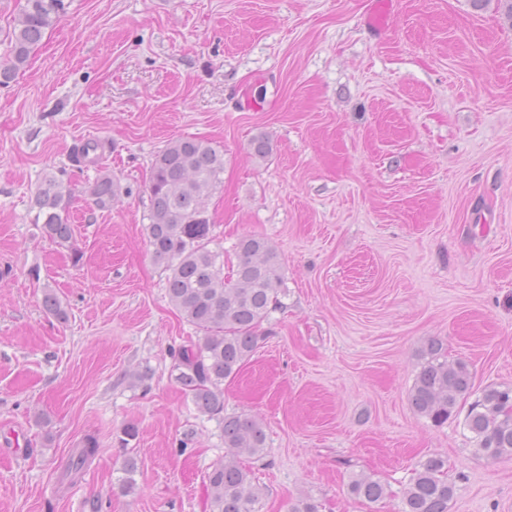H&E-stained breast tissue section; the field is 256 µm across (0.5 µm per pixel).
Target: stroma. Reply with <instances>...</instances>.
<instances>
[{
	"mask_svg": "<svg viewBox=\"0 0 512 512\" xmlns=\"http://www.w3.org/2000/svg\"><path fill=\"white\" fill-rule=\"evenodd\" d=\"M371 2L66 0L0 87V512H208L222 427L172 376L197 332L145 232L151 163L186 136L224 147L213 248L261 235L287 278L224 384L225 413L267 434L245 461L262 512L307 496L320 512H401L429 456L447 463L448 512H512V458L472 453L469 400L436 427L408 399L432 338L475 389L512 385V18L503 0H393L378 31ZM88 140L103 152L74 162ZM104 171L122 191L100 211L87 190ZM49 175L73 192L63 245L33 222ZM47 287L66 320L44 310ZM88 435L96 458L63 482ZM355 474L388 497L352 496Z\"/></svg>",
	"mask_w": 512,
	"mask_h": 512,
	"instance_id": "stroma-1",
	"label": "stroma"
}]
</instances>
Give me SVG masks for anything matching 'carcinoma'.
<instances>
[{
  "instance_id": "1",
  "label": "carcinoma",
  "mask_w": 512,
  "mask_h": 512,
  "mask_svg": "<svg viewBox=\"0 0 512 512\" xmlns=\"http://www.w3.org/2000/svg\"><path fill=\"white\" fill-rule=\"evenodd\" d=\"M65 10L64 0H23L9 34V59L0 66V86L23 70L45 31ZM224 184V147L207 139L178 137L154 157L147 185L146 227L155 263L168 271L167 295L183 319L201 336L174 352L175 380L202 414L216 419L224 433V457L206 475L210 512H261L263 488L254 483L242 458L263 454L266 432L248 414H224V381L234 379L252 357L257 331L286 295L285 274L271 243L255 234L234 245L236 265L224 272V252L210 248L213 219L209 201ZM120 192L108 174L89 188L91 204L112 208ZM72 189L55 177L44 179L34 194V223L59 244L72 238L68 205ZM42 304L59 320L67 317L56 293L46 288ZM420 369L409 393L414 411L441 426L469 396L472 376L462 361H448L443 344L431 339L420 352ZM474 452L496 460L512 456V386L481 390L464 418ZM98 453L89 435L68 459L64 476L75 478ZM348 491L369 503L388 496L378 479L353 475ZM454 486L446 462L430 456L418 463L404 493L402 512H448Z\"/></svg>"
}]
</instances>
